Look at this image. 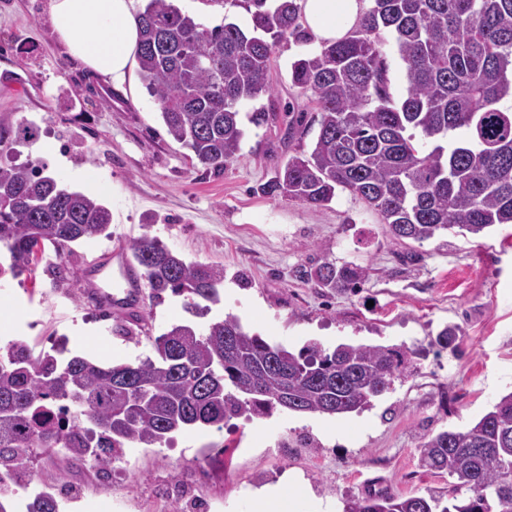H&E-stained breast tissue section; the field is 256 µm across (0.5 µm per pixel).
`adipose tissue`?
Listing matches in <instances>:
<instances>
[{
  "mask_svg": "<svg viewBox=\"0 0 512 512\" xmlns=\"http://www.w3.org/2000/svg\"><path fill=\"white\" fill-rule=\"evenodd\" d=\"M134 0H48L51 31L68 60L122 88L130 76L139 30ZM368 0H300L316 43L343 39L361 20ZM303 487L288 477L257 492L256 512H299Z\"/></svg>",
  "mask_w": 512,
  "mask_h": 512,
  "instance_id": "adipose-tissue-1",
  "label": "adipose tissue"
}]
</instances>
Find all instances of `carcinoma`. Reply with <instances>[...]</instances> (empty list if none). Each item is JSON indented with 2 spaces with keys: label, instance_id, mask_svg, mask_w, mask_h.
Segmentation results:
<instances>
[{
  "label": "carcinoma",
  "instance_id": "obj_1",
  "mask_svg": "<svg viewBox=\"0 0 512 512\" xmlns=\"http://www.w3.org/2000/svg\"><path fill=\"white\" fill-rule=\"evenodd\" d=\"M253 34L234 23L209 27L172 0H148L137 16L136 58L174 140L199 162L224 170L239 150L240 106L269 92L272 50L302 40L297 0H244ZM395 38L406 94L395 99L376 34ZM512 0H373L349 34L294 61L293 85L312 93L319 131L310 154L293 156L264 187L312 207L337 192L363 199L391 235L423 242L457 228L472 235L512 224ZM457 129L466 138L443 146ZM31 124L0 128V141H30ZM112 214L96 199L58 185L38 161L0 168V278L29 276L45 246L108 232ZM147 296L183 297L194 317L221 302L224 270L188 262L144 233L130 245ZM309 276L331 292H353L358 266L323 262ZM413 350L317 342L298 353L273 345L228 315L196 326L173 324L152 354L101 364L66 344L34 354L26 340L0 346V468L23 470L36 448H63L83 465L112 466L115 451L147 448L197 425L224 427L277 409L343 416L360 413L390 389ZM58 405L69 417L56 421ZM421 468L453 479L444 493L368 494L343 512H512V393L463 431L423 437ZM61 512L50 479L34 495L0 496V512Z\"/></svg>",
  "mask_w": 512,
  "mask_h": 512
}]
</instances>
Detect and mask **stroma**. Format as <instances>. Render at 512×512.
<instances>
[{"label":"stroma","instance_id":"obj_1","mask_svg":"<svg viewBox=\"0 0 512 512\" xmlns=\"http://www.w3.org/2000/svg\"><path fill=\"white\" fill-rule=\"evenodd\" d=\"M199 22H232L251 31L242 0H175ZM315 42L287 40L272 55L270 95L240 109L244 137L222 172L205 169L175 142L140 74L104 97L103 79L67 60L51 33L48 0H0V127L37 125L36 140L0 143V167L28 160L72 190L109 189L111 237L73 244L67 280L54 284V257L30 277L0 279V311L9 316L1 340L24 338L35 352L66 341L75 354L104 363L151 354L150 337L190 321L181 297L143 303L146 337L116 333V318L89 303L86 275L113 240L150 231L186 261L224 270L221 305L213 315L238 316L251 332L296 351L316 341L409 347L417 357L371 409L339 418L275 411L271 417L196 427L166 444L127 448L111 487L94 497L89 469L59 452L34 454L29 476L68 489L71 512H252L253 491L299 477L309 506L344 503L367 492L423 495L447 490V474L420 468L424 434L463 430L512 392V224L474 236L453 229L417 243L394 239L377 212L347 192L313 208L263 193L289 157L309 154L318 135L311 92L295 87L290 67L316 51ZM275 104L278 120L252 123ZM92 173V185L77 178ZM365 269L355 293H323L301 269L323 262ZM457 328V347L437 351V332ZM187 493L156 507L160 484Z\"/></svg>","mask_w":512,"mask_h":512}]
</instances>
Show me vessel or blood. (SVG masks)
I'll use <instances>...</instances> for the list:
<instances>
[{
  "label": "vessel or blood",
  "mask_w": 512,
  "mask_h": 512,
  "mask_svg": "<svg viewBox=\"0 0 512 512\" xmlns=\"http://www.w3.org/2000/svg\"><path fill=\"white\" fill-rule=\"evenodd\" d=\"M95 302L110 310L122 311L139 304L143 283L127 259L124 248H114L105 264L96 266L90 280Z\"/></svg>",
  "instance_id": "obj_1"
}]
</instances>
